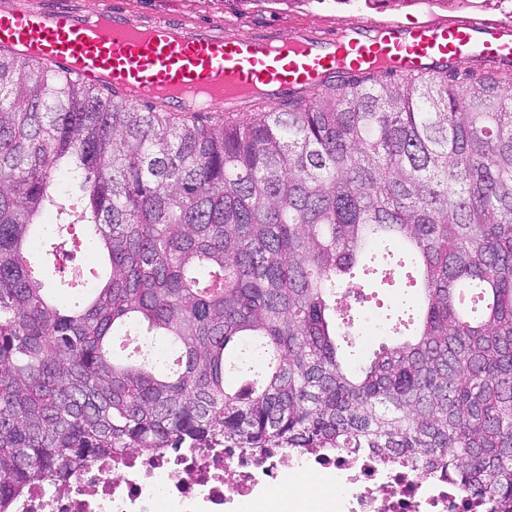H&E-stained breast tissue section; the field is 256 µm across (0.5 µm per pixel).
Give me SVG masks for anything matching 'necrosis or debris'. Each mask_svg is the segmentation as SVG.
<instances>
[{
	"instance_id": "1",
	"label": "necrosis or debris",
	"mask_w": 512,
	"mask_h": 512,
	"mask_svg": "<svg viewBox=\"0 0 512 512\" xmlns=\"http://www.w3.org/2000/svg\"><path fill=\"white\" fill-rule=\"evenodd\" d=\"M318 476L335 481V499L311 491ZM291 478L304 486L291 512L494 510L491 501L462 494L446 471L420 478L369 452L277 450L254 457L235 448H171L101 460L67 481L28 486L8 512H248Z\"/></svg>"
}]
</instances>
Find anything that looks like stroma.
Wrapping results in <instances>:
<instances>
[{
    "label": "stroma",
    "instance_id": "35a3bbf8",
    "mask_svg": "<svg viewBox=\"0 0 512 512\" xmlns=\"http://www.w3.org/2000/svg\"><path fill=\"white\" fill-rule=\"evenodd\" d=\"M485 0H124L132 19L166 10L183 19L214 25L227 37L249 35L269 28L323 32L359 17L398 19L410 24L464 16L484 7Z\"/></svg>",
    "mask_w": 512,
    "mask_h": 512
}]
</instances>
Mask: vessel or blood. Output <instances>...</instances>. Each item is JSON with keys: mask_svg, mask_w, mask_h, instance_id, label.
Listing matches in <instances>:
<instances>
[{"mask_svg": "<svg viewBox=\"0 0 512 512\" xmlns=\"http://www.w3.org/2000/svg\"><path fill=\"white\" fill-rule=\"evenodd\" d=\"M0 46L26 49L85 83L112 85L127 101L138 89L141 102L171 112H240L254 98L283 101L339 71H423L465 51L511 59L512 11L499 19L358 20L330 35L270 29L227 40L210 25L166 14L138 23L113 6L87 14L65 0L31 10L0 0Z\"/></svg>", "mask_w": 512, "mask_h": 512, "instance_id": "vessel-or-blood-1", "label": "vessel or blood"}]
</instances>
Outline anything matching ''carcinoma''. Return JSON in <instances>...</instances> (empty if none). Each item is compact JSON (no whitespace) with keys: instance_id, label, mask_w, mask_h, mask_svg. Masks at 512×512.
<instances>
[{"instance_id":"obj_1","label":"carcinoma","mask_w":512,"mask_h":512,"mask_svg":"<svg viewBox=\"0 0 512 512\" xmlns=\"http://www.w3.org/2000/svg\"><path fill=\"white\" fill-rule=\"evenodd\" d=\"M388 76L226 121L0 50V512L168 448L368 450L512 512V73ZM75 224L110 273L63 306L33 261ZM356 284L400 340L349 368Z\"/></svg>"}]
</instances>
